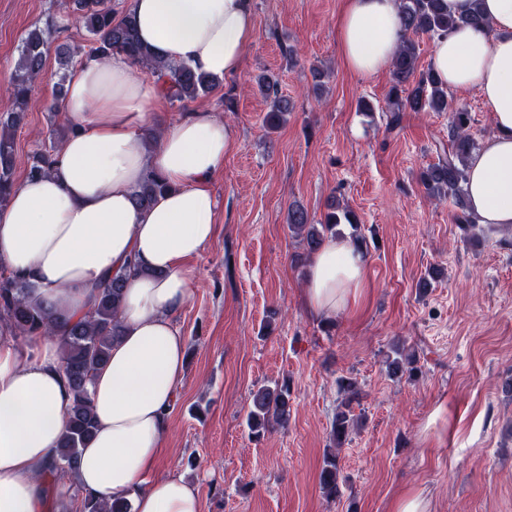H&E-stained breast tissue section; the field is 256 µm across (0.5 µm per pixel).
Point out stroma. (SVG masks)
<instances>
[{"label": "stroma", "instance_id": "stroma-1", "mask_svg": "<svg viewBox=\"0 0 512 512\" xmlns=\"http://www.w3.org/2000/svg\"><path fill=\"white\" fill-rule=\"evenodd\" d=\"M342 0H252L255 38L242 70L185 104L165 103L149 124L161 134L206 110L233 129L235 150L215 174V238L192 262L190 298L178 317L184 375L159 463L195 481L203 512H390L412 492L429 512H512V232L461 237L452 200L434 201L419 174L448 142L444 112H407L390 132L391 72L365 81L338 53ZM70 0H0V79L10 78L31 25H51V44L87 46ZM326 73L315 97L312 67ZM278 75L294 109L274 132L251 91L261 71ZM60 71L48 57L15 135V179L66 125L50 111ZM235 97L224 109V93ZM372 101V115L358 110ZM357 214L369 250L360 306L325 323L301 303L306 269L288 230V209L319 222L330 196ZM442 277L426 292L430 267ZM400 343L417 353L419 375L388 377ZM357 379L362 426L343 448L342 494L326 499L319 473L340 400L336 380ZM287 381L286 427L261 441L245 425L251 395Z\"/></svg>", "mask_w": 512, "mask_h": 512}]
</instances>
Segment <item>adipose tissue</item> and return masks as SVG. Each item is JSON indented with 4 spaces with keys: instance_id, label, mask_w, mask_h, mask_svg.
<instances>
[{
    "instance_id": "1",
    "label": "adipose tissue",
    "mask_w": 512,
    "mask_h": 512,
    "mask_svg": "<svg viewBox=\"0 0 512 512\" xmlns=\"http://www.w3.org/2000/svg\"><path fill=\"white\" fill-rule=\"evenodd\" d=\"M448 12L480 9L488 24L435 37L432 67L453 91H474L492 133L467 169L478 223L512 227V0H447ZM141 40L165 62L233 75L255 36L250 0H131ZM397 0H343L338 49L344 65L371 79L403 39ZM164 97L129 60H91L70 76L64 110L73 130L50 176L18 182L0 209V260L36 285L39 300L80 318L101 280L122 273V334L89 385L96 428L76 475L97 499L129 512H202L196 485L158 475L186 340L177 318L190 297L191 263L212 242L216 171L234 149L232 129L210 112L174 123L156 143L143 127ZM151 174L172 186L151 208L131 192ZM368 285L364 255L332 237L309 261L303 305L322 320L356 308ZM64 337L21 345L0 322V512H50L47 476L74 394L64 372Z\"/></svg>"
}]
</instances>
